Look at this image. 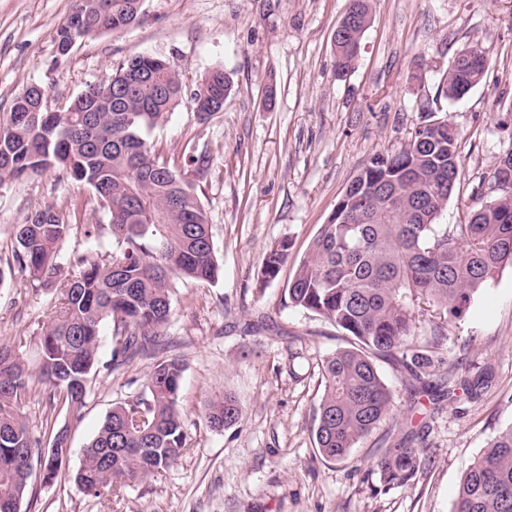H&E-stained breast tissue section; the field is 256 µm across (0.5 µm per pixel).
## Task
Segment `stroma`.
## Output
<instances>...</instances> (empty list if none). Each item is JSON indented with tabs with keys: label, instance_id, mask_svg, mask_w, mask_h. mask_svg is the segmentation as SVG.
Returning <instances> with one entry per match:
<instances>
[{
	"label": "stroma",
	"instance_id": "obj_1",
	"mask_svg": "<svg viewBox=\"0 0 512 512\" xmlns=\"http://www.w3.org/2000/svg\"><path fill=\"white\" fill-rule=\"evenodd\" d=\"M75 5L0 0V121L31 85L63 108L129 57L167 59L182 78V98L150 140L178 165L191 148L210 154L198 195L221 270L211 286L178 283L159 339L161 354L185 366L179 403L190 453L162 478L116 495L89 497L63 476L34 483L22 512H453L466 469L512 425V265L445 328L444 362L427 383L378 362L392 415L339 463L320 458L313 426L324 390L319 364L343 346V334L285 304L284 289L363 163L399 149L421 124L447 119L460 134L461 180L440 223H463L458 197L476 209L489 201L494 164L512 150V0H375L357 66L343 77L333 37L348 0H143L138 22L62 56L54 36ZM472 44L489 54L483 80L463 99L442 98L432 61H451ZM216 67L232 92L223 111L202 121L190 97ZM47 206L72 224L105 218L91 190L60 170L0 185V342L40 335L55 310L54 293L34 287L12 260L15 225ZM284 239L287 264L259 284L267 249ZM155 362L100 370L80 412L60 414L71 467L112 407L142 391ZM452 365L462 378L489 373L488 387L473 399L440 395ZM225 391L242 418L214 430L204 406ZM410 421L428 426L427 466L414 482L381 493L379 447L399 440Z\"/></svg>",
	"mask_w": 512,
	"mask_h": 512
}]
</instances>
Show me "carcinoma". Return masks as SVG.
<instances>
[{"mask_svg": "<svg viewBox=\"0 0 512 512\" xmlns=\"http://www.w3.org/2000/svg\"><path fill=\"white\" fill-rule=\"evenodd\" d=\"M141 0H76L82 40L116 33L137 20ZM374 0H350L349 24L334 33L336 71L355 68V44L369 28ZM165 59L136 55L98 81L108 105L93 111L82 101L76 111L46 107L45 90L32 86L14 100L0 125V185L66 171L87 186L106 211V224H70L48 206L16 225L12 260L39 288L58 290L59 306L31 352L0 344V512H21L39 469L56 477L68 467L67 435L56 428L62 412L77 414L100 365V327H110L109 366L117 370L157 350V338L172 316L176 283L213 284L220 265L207 212L196 184L161 159L150 132L177 105L182 80ZM488 67L487 51L462 49L440 66L442 93L461 99ZM232 82L216 67L191 95L214 102L227 97ZM459 132L447 120L424 124L394 153H375L354 180L358 197L340 199L321 225L284 289L289 305L313 312L339 329L347 346L321 360L324 392L315 412L313 436L321 458L342 462L391 411V394L375 360L403 366L415 379L443 363V331L424 344L414 341V309L434 306L443 318L462 317L474 298L506 264H512V151L495 164L494 200L473 209L457 200L463 224H438L461 177ZM186 165L207 177L210 154L193 151ZM86 242L112 237V254H82L70 260L78 274L57 288L60 250L72 231ZM283 239L266 252L260 280H275L288 262ZM183 362L157 361L145 389L112 408L83 449L73 473L90 497L143 482L172 467L191 448L179 408ZM49 392L39 412L42 438L33 436L24 406L40 390ZM242 416L228 392L210 399L205 417L215 430ZM413 432L384 449L377 461L380 491L416 480L426 464ZM47 443L53 452L41 451ZM454 512H512V426L501 430L463 474Z\"/></svg>", "mask_w": 512, "mask_h": 512, "instance_id": "cac0c4a2", "label": "carcinoma"}]
</instances>
